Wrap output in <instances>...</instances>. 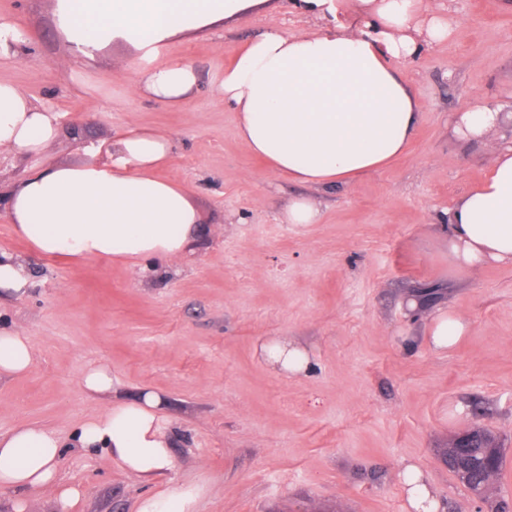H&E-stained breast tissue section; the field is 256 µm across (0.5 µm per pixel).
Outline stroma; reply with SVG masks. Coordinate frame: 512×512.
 <instances>
[{"label": "stroma", "mask_w": 512, "mask_h": 512, "mask_svg": "<svg viewBox=\"0 0 512 512\" xmlns=\"http://www.w3.org/2000/svg\"><path fill=\"white\" fill-rule=\"evenodd\" d=\"M464 26L404 65L420 122L406 151L347 186L315 190L273 174L237 134L217 84L236 49L271 28L324 29L292 0H267L239 19L172 39L164 58L194 65L199 87L183 107L135 96V60L115 43L76 54L52 21L54 0H0L30 52L0 64L59 113L60 138L42 159L0 156V192L36 162L103 160L133 128L170 138L161 177L185 185L204 235L184 257L135 275L101 257L35 253L0 207V251L30 275L25 293L0 296V327L29 340L33 363L0 376V433L30 423L66 443L62 484L81 495L59 510L33 491L30 512H136L144 496L200 477L197 512H412L402 475L416 465L438 512L512 506V267L448 265L446 210L484 177V151L455 139L453 114L480 101L512 113V13L497 0H433ZM307 195L316 224L283 220ZM439 288L424 310L413 293ZM471 330L438 353L424 338L438 309ZM305 348L306 372L273 370L262 344ZM110 367L111 394L86 392L89 367ZM146 390L160 394L173 430L174 471L147 481L109 455L74 447L86 421ZM490 432L505 460L488 499L474 496L442 455L463 429Z\"/></svg>", "instance_id": "1"}]
</instances>
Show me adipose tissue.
<instances>
[{"instance_id": "obj_1", "label": "adipose tissue", "mask_w": 512, "mask_h": 512, "mask_svg": "<svg viewBox=\"0 0 512 512\" xmlns=\"http://www.w3.org/2000/svg\"><path fill=\"white\" fill-rule=\"evenodd\" d=\"M264 0H55L53 18L67 42L93 56L116 42L131 46L145 67L135 95L180 105L196 89L194 66L162 59L171 39L211 27ZM295 9L331 29L289 35L272 29L247 42L225 69L219 91L237 114L240 139L270 169L311 188L349 185L388 165L412 140L416 102L399 63L424 46L462 36L463 27L424 0H293ZM499 110L472 103L454 114L461 140L486 146L487 175L447 213L448 263L473 270L512 266V145H489L503 123ZM58 117L17 85L0 80V149L39 155L58 138ZM172 142L149 129L116 138L106 161L50 163L0 195L14 231L40 254L64 259L109 257L142 272L148 258L180 259L200 222L192 195L159 178ZM453 308L439 310L426 336L445 351L470 332ZM32 362L14 330H0V376ZM77 446L102 451L152 480L174 470L163 399L152 391L119 402L85 422ZM64 442L54 431L21 425L0 434V487L50 490L61 505L80 496L62 486L57 462ZM206 487L186 482L141 499L137 512H196Z\"/></svg>"}]
</instances>
